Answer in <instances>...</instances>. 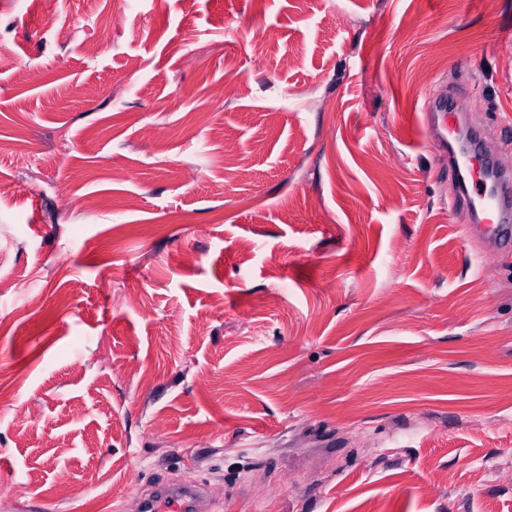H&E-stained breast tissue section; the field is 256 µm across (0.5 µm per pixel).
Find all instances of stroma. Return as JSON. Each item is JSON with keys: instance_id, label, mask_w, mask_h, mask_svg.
Returning a JSON list of instances; mask_svg holds the SVG:
<instances>
[{"instance_id": "35a3bbf8", "label": "stroma", "mask_w": 512, "mask_h": 512, "mask_svg": "<svg viewBox=\"0 0 512 512\" xmlns=\"http://www.w3.org/2000/svg\"><path fill=\"white\" fill-rule=\"evenodd\" d=\"M436 92L512 165V0H0V512H512ZM464 112V105L460 101H449L446 96L436 97L429 102L422 125L430 127L432 115L440 121L442 127L436 129L434 141L444 154L448 151V133H451V129L460 130L465 126ZM198 493L183 488H168L149 497L145 502L146 512H183L191 507Z\"/></svg>"}]
</instances>
